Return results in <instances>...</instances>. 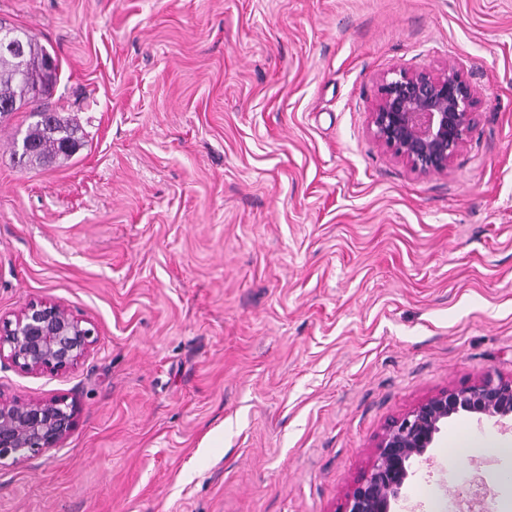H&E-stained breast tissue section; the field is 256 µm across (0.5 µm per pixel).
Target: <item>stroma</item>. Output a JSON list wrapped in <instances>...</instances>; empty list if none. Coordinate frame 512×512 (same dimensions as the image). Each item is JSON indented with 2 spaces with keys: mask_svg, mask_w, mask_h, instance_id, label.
I'll return each mask as SVG.
<instances>
[{
  "mask_svg": "<svg viewBox=\"0 0 512 512\" xmlns=\"http://www.w3.org/2000/svg\"><path fill=\"white\" fill-rule=\"evenodd\" d=\"M59 63L69 161L25 170L0 118V316L96 329L78 368L0 366L73 432L0 461V512H341L383 429L512 378V0H0ZM455 60L467 149L419 175L368 130L377 79ZM443 424L391 512H512V458ZM511 447L512 444L510 443H497L488 441L481 437L476 438L472 436L462 435L454 439L451 447V453L453 458L456 459L465 457V460L467 457L471 455L482 453L488 449H491L494 452L504 456H512Z\"/></svg>",
  "mask_w": 512,
  "mask_h": 512,
  "instance_id": "obj_1",
  "label": "stroma"
}]
</instances>
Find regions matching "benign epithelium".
I'll use <instances>...</instances> for the list:
<instances>
[{"mask_svg":"<svg viewBox=\"0 0 512 512\" xmlns=\"http://www.w3.org/2000/svg\"><path fill=\"white\" fill-rule=\"evenodd\" d=\"M370 112L373 139L413 172L443 173L466 147L476 125L479 99L459 65L397 68L377 80ZM94 327L65 305L34 300L0 319V363L33 375L76 369L90 354ZM462 413L512 422V379H483L445 388L388 424L374 460L348 491L342 512H390L410 475L414 459H424L441 425ZM76 408L59 396L20 400L0 397V460L39 455L60 446L72 433Z\"/></svg>","mask_w":512,"mask_h":512,"instance_id":"7a95c632","label":"benign epithelium"}]
</instances>
